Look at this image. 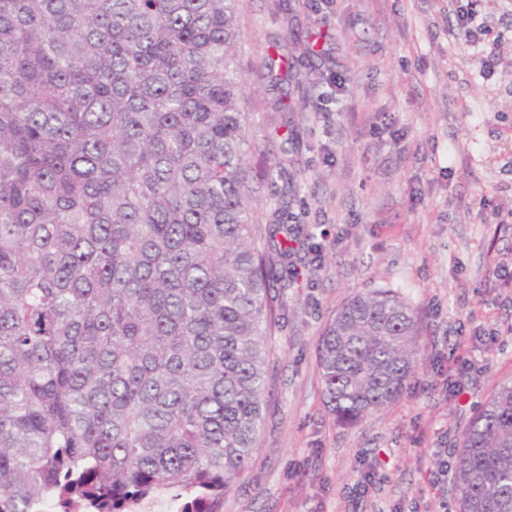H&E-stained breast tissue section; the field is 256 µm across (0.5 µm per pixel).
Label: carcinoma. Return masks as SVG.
Here are the masks:
<instances>
[{
    "instance_id": "1",
    "label": "carcinoma",
    "mask_w": 512,
    "mask_h": 512,
    "mask_svg": "<svg viewBox=\"0 0 512 512\" xmlns=\"http://www.w3.org/2000/svg\"><path fill=\"white\" fill-rule=\"evenodd\" d=\"M238 0H0V512L160 487L219 512L268 395L302 224L254 244ZM420 351L392 288L346 297L316 354L353 426ZM457 512H512V381L458 442Z\"/></svg>"
}]
</instances>
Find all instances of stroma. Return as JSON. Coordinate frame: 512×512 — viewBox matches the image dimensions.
<instances>
[{"label":"stroma","instance_id":"obj_1","mask_svg":"<svg viewBox=\"0 0 512 512\" xmlns=\"http://www.w3.org/2000/svg\"><path fill=\"white\" fill-rule=\"evenodd\" d=\"M467 0H239L237 54L259 224H303L281 289L270 397L220 512H435L476 405L512 380V0H476L498 61L459 28ZM397 290L421 350L361 423L326 410L316 349L349 294Z\"/></svg>","mask_w":512,"mask_h":512}]
</instances>
